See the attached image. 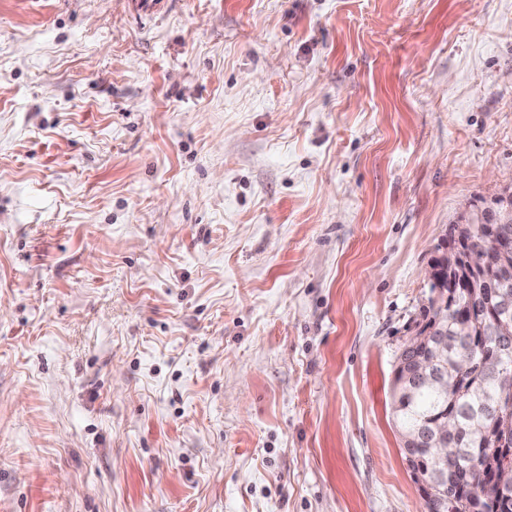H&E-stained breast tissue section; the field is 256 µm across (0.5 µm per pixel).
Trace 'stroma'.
<instances>
[{
  "label": "stroma",
  "mask_w": 512,
  "mask_h": 512,
  "mask_svg": "<svg viewBox=\"0 0 512 512\" xmlns=\"http://www.w3.org/2000/svg\"><path fill=\"white\" fill-rule=\"evenodd\" d=\"M512 187V0H0V512H424L426 272Z\"/></svg>",
  "instance_id": "35a3bbf8"
}]
</instances>
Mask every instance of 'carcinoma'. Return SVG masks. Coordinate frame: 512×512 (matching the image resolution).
<instances>
[{"label": "carcinoma", "instance_id": "1", "mask_svg": "<svg viewBox=\"0 0 512 512\" xmlns=\"http://www.w3.org/2000/svg\"><path fill=\"white\" fill-rule=\"evenodd\" d=\"M450 240L497 253L495 241L470 222L451 225ZM503 288L464 261L430 284L429 299L418 335L419 346L404 345L395 369L393 410L404 440L413 454V475L420 482L426 468H445L448 481L427 492L426 512H512V447L497 446L490 408L501 387L512 381V340L496 332L495 314ZM448 332V349L437 355L424 374L414 372L423 348ZM453 419L450 448L464 455L443 460L438 434Z\"/></svg>", "mask_w": 512, "mask_h": 512}]
</instances>
